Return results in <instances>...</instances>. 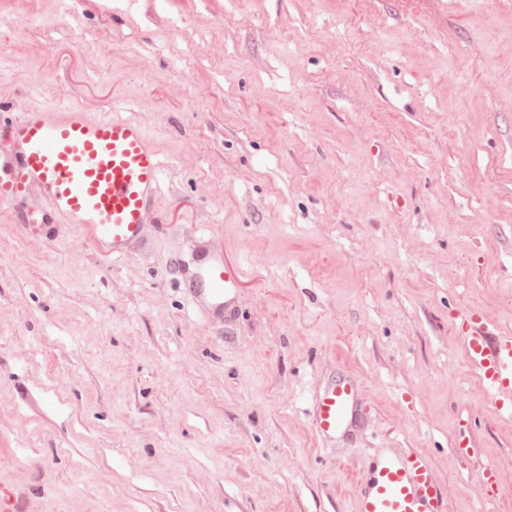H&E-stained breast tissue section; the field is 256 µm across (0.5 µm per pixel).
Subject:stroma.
Returning <instances> with one entry per match:
<instances>
[{
  "instance_id": "35a3bbf8",
  "label": "stroma",
  "mask_w": 512,
  "mask_h": 512,
  "mask_svg": "<svg viewBox=\"0 0 512 512\" xmlns=\"http://www.w3.org/2000/svg\"><path fill=\"white\" fill-rule=\"evenodd\" d=\"M61 101L139 123L164 173L120 261L0 213L27 512H354L378 448L426 454L449 512H512L457 317L512 335V0H0V123ZM200 228L240 274L229 330L185 295ZM343 374L365 426L324 448L309 397Z\"/></svg>"
}]
</instances>
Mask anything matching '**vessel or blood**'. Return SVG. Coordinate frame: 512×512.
<instances>
[{"label": "vessel or blood", "mask_w": 512, "mask_h": 512, "mask_svg": "<svg viewBox=\"0 0 512 512\" xmlns=\"http://www.w3.org/2000/svg\"><path fill=\"white\" fill-rule=\"evenodd\" d=\"M163 161L146 131L120 116L90 118L69 103L29 107L0 130V212L37 239L76 229L105 257L123 260L144 249L161 191ZM44 208H22L30 196ZM199 262L186 288L210 323H228L238 307V275L207 232L194 238ZM471 365L502 418L512 420V336L461 313ZM312 427L331 446L355 427L362 391L349 376L310 397ZM355 512H448L444 487L419 451L375 452L355 485Z\"/></svg>", "instance_id": "b4317fda"}]
</instances>
